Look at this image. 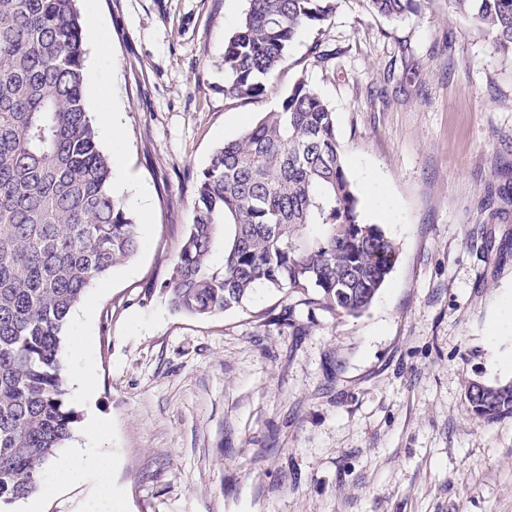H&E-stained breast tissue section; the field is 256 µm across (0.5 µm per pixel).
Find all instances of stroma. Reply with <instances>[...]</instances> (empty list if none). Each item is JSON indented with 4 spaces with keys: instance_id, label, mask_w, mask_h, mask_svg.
I'll list each match as a JSON object with an SVG mask.
<instances>
[{
    "instance_id": "obj_1",
    "label": "stroma",
    "mask_w": 512,
    "mask_h": 512,
    "mask_svg": "<svg viewBox=\"0 0 512 512\" xmlns=\"http://www.w3.org/2000/svg\"><path fill=\"white\" fill-rule=\"evenodd\" d=\"M77 6L86 106L108 100L95 128L140 245L69 317L59 356L91 368V392L67 385L77 421L58 457L109 460L112 512H512V416L485 422L466 397L472 381L512 382V59L448 0L401 21L339 0L239 100L224 46L247 0ZM301 79L336 114L394 270L358 317L264 286L221 314L175 312L147 285L193 222L196 175ZM35 497L42 512H98L101 491L47 473Z\"/></svg>"
}]
</instances>
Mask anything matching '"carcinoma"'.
I'll use <instances>...</instances> for the list:
<instances>
[{
  "label": "carcinoma",
  "instance_id": "carcinoma-1",
  "mask_svg": "<svg viewBox=\"0 0 512 512\" xmlns=\"http://www.w3.org/2000/svg\"><path fill=\"white\" fill-rule=\"evenodd\" d=\"M387 19L426 0H366ZM512 57V0H448ZM338 0H248L224 47V95L256 98L299 31ZM77 0H0V503L37 491L73 434L58 357L62 331L92 283L130 259L138 224L110 188L84 97ZM194 220L163 284L172 309L206 317L239 308L260 285L357 317L398 259L363 214L336 138L335 112L297 81L275 110L227 141L196 177ZM224 263L210 262L217 242ZM487 422L512 415V382L468 395Z\"/></svg>",
  "mask_w": 512,
  "mask_h": 512
}]
</instances>
